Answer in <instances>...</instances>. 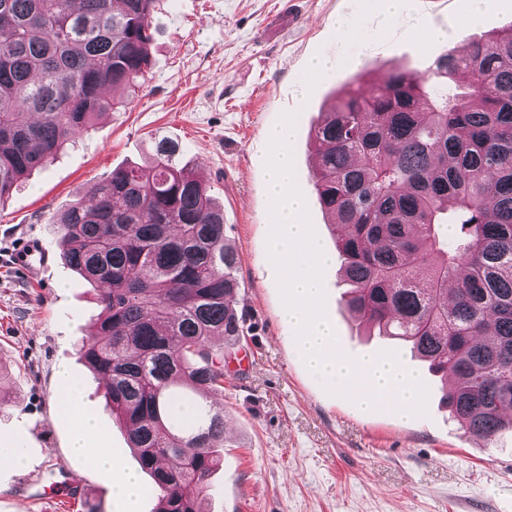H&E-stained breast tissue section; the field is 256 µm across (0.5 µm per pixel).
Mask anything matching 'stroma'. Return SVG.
<instances>
[{
    "mask_svg": "<svg viewBox=\"0 0 512 512\" xmlns=\"http://www.w3.org/2000/svg\"><path fill=\"white\" fill-rule=\"evenodd\" d=\"M290 9L293 21L282 19ZM471 0H160L150 44L152 67L137 94L97 120L45 170L33 171L0 201V447L20 449L23 468L0 462V512H155L148 495L114 500L112 476L70 452L75 431L57 410L67 366L82 388L81 407L97 417L123 468L151 484L97 376L79 354L98 314L91 284L59 257L52 224L118 165L148 161L160 139L206 184L224 210V235L239 258L240 307L250 334L232 350L224 378L231 448L210 479L207 512H512V435L493 446L466 434L441 402V383L402 341L369 335L345 308L340 260L313 185L309 147L335 88L365 67L425 70L466 37L512 25V0H488L471 18ZM350 34L339 37L338 22ZM317 56L334 66L315 75ZM295 117L294 180L311 225L332 256L322 270L324 316L336 349L351 362L393 352L428 389L426 411L400 420L384 406L363 407L316 375L296 353V325L282 321L281 273L268 238L267 131ZM51 254L39 276L9 263L22 241ZM78 474L71 506L28 498L21 475L50 484Z\"/></svg>",
    "mask_w": 512,
    "mask_h": 512,
    "instance_id": "1",
    "label": "stroma"
}]
</instances>
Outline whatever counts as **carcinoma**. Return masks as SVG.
<instances>
[{
  "mask_svg": "<svg viewBox=\"0 0 512 512\" xmlns=\"http://www.w3.org/2000/svg\"><path fill=\"white\" fill-rule=\"evenodd\" d=\"M157 0H0V201L151 70ZM314 128V187L365 325L411 344L469 435L512 434V26L359 76ZM456 85L448 92V84ZM156 144L55 220L64 261L100 286L80 353L152 484L156 512H205L227 354L246 316L239 258L203 181Z\"/></svg>",
  "mask_w": 512,
  "mask_h": 512,
  "instance_id": "1",
  "label": "carcinoma"
}]
</instances>
